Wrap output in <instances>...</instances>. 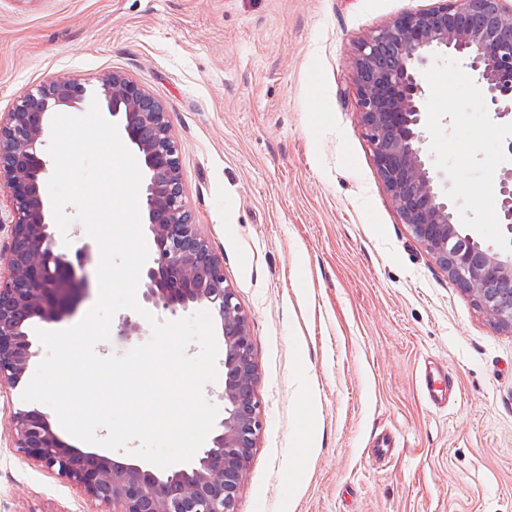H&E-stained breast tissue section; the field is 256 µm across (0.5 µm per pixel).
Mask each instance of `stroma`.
Masks as SVG:
<instances>
[{"mask_svg": "<svg viewBox=\"0 0 512 512\" xmlns=\"http://www.w3.org/2000/svg\"><path fill=\"white\" fill-rule=\"evenodd\" d=\"M439 0H0V114L48 78L127 74L165 106L186 201L252 330L264 427L235 512H512V332L403 224L356 107L361 40ZM443 79L451 110L434 98ZM427 150L466 228L504 159L470 71L432 59ZM462 134L459 154L448 138ZM456 397L436 408L425 368ZM0 392V512H89L14 446ZM397 448L376 459L375 436Z\"/></svg>", "mask_w": 512, "mask_h": 512, "instance_id": "obj_1", "label": "stroma"}]
</instances>
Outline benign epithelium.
I'll use <instances>...</instances> for the list:
<instances>
[{
    "label": "benign epithelium",
    "mask_w": 512,
    "mask_h": 512,
    "mask_svg": "<svg viewBox=\"0 0 512 512\" xmlns=\"http://www.w3.org/2000/svg\"><path fill=\"white\" fill-rule=\"evenodd\" d=\"M391 47L395 64L374 70ZM454 56L476 76L490 124L512 160V0H441L407 12L362 40L355 59L357 107L382 183L403 223L426 252L496 325L512 331V167L498 187L500 243L486 245L462 229L456 204L440 189L443 173L426 156L428 113L422 71L437 53ZM99 111L117 119L144 170L141 205L153 252L140 274L149 308L175 315L210 309L224 335V418L196 459L161 472L67 443L37 408L10 422L14 447L56 472L96 512H235L243 476L264 421L256 392L257 363L249 319L226 284L224 260L202 236L186 205L178 144L163 104L123 73L101 79ZM87 89L58 75L21 96L0 116V192L12 197L9 241L0 245V388H14L33 358L35 321L52 322L88 290L91 246L81 231L61 244L51 230L46 192V132L54 113L78 109ZM144 331L125 316L118 335Z\"/></svg>",
    "instance_id": "benign-epithelium-1"
}]
</instances>
